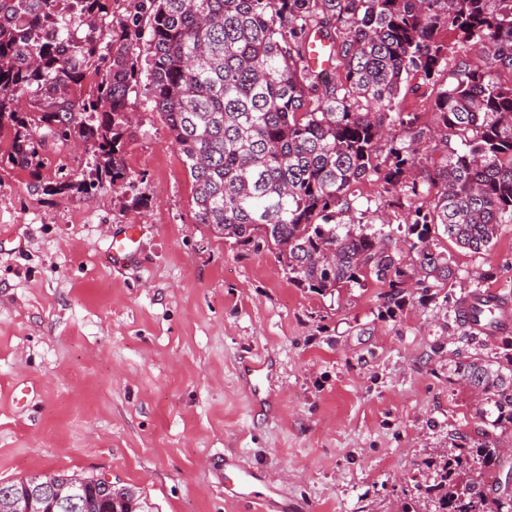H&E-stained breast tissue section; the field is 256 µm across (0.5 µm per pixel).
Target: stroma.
Segmentation results:
<instances>
[{
    "instance_id": "35a3bbf8",
    "label": "stroma",
    "mask_w": 512,
    "mask_h": 512,
    "mask_svg": "<svg viewBox=\"0 0 512 512\" xmlns=\"http://www.w3.org/2000/svg\"><path fill=\"white\" fill-rule=\"evenodd\" d=\"M401 95L432 172L459 142L434 124L433 92ZM129 107L134 190L45 194L58 173L88 171L67 146L40 180L0 170V481L106 476L155 512H255L231 493L239 463L280 480L294 512H429L427 461L484 426L454 366L499 346L463 340L454 302L477 286L512 298V224L486 253L439 239L452 288L413 291L395 313L372 280L313 293L265 247L196 222L166 127L145 96ZM130 224L139 251L112 267L108 244ZM254 358L271 369L260 413L243 376Z\"/></svg>"
}]
</instances>
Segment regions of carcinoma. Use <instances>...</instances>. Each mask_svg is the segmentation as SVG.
<instances>
[{
    "label": "carcinoma",
    "instance_id": "carcinoma-1",
    "mask_svg": "<svg viewBox=\"0 0 512 512\" xmlns=\"http://www.w3.org/2000/svg\"><path fill=\"white\" fill-rule=\"evenodd\" d=\"M444 29L484 59L461 63L434 97L438 125L460 147L427 174L436 192L408 209L402 247L394 231L353 217L354 187L374 178L385 193L424 196L404 180L423 131L400 143L384 135L413 128L417 115L399 95L448 58ZM316 40L344 63V78L309 66ZM140 90L182 156L196 223L239 245L263 243L298 287L324 295L371 278L390 310L410 288L453 286L435 238L487 252L512 224V0H129L119 20L112 0H0L1 169L39 182L47 144H82L88 174L45 194L126 187L128 101ZM471 293L475 317L509 303L480 286ZM456 371L482 394L486 428L448 434V451L427 462L424 494L434 512H512L489 484L494 469L512 468L497 434L512 429V343ZM88 481L87 512H104L106 489Z\"/></svg>",
    "mask_w": 512,
    "mask_h": 512
}]
</instances>
